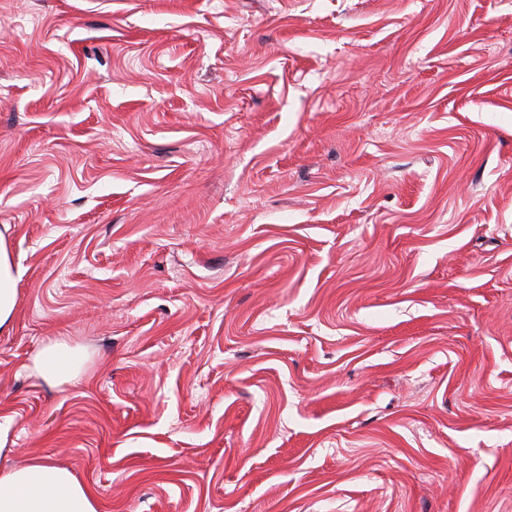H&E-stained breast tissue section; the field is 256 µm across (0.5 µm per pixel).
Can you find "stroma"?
I'll use <instances>...</instances> for the list:
<instances>
[{
  "label": "stroma",
  "instance_id": "obj_1",
  "mask_svg": "<svg viewBox=\"0 0 512 512\" xmlns=\"http://www.w3.org/2000/svg\"><path fill=\"white\" fill-rule=\"evenodd\" d=\"M4 224V465L98 512H512V0H0ZM23 273L13 260L8 237L0 231V332L7 330L13 321L18 304L17 284ZM86 362L85 352L56 340L45 345L34 362V373L49 383H63L76 377Z\"/></svg>",
  "mask_w": 512,
  "mask_h": 512
}]
</instances>
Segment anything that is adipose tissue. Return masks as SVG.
<instances>
[{"mask_svg":"<svg viewBox=\"0 0 512 512\" xmlns=\"http://www.w3.org/2000/svg\"><path fill=\"white\" fill-rule=\"evenodd\" d=\"M22 268L14 262L8 237L0 232V331L10 327L18 304ZM86 355L81 348L56 340L34 362L35 374L49 383L76 377ZM0 512H98L97 503L65 466L37 457L0 470Z\"/></svg>","mask_w":512,"mask_h":512,"instance_id":"ef3b65f1","label":"adipose tissue"}]
</instances>
